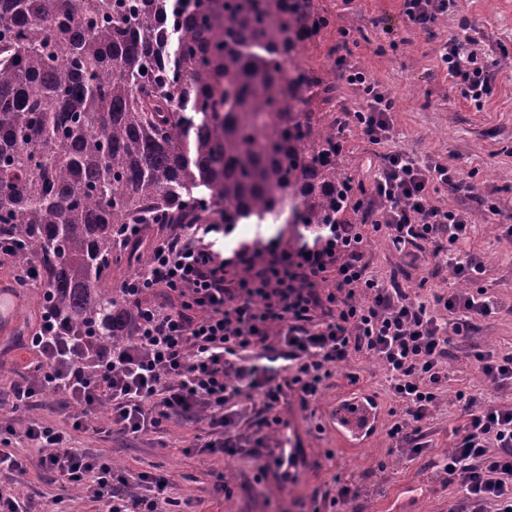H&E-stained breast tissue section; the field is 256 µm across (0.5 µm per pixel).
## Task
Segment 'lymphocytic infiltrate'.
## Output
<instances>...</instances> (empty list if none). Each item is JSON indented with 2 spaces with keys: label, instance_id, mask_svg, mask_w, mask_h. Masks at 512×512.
<instances>
[{
  "label": "lymphocytic infiltrate",
  "instance_id": "obj_1",
  "mask_svg": "<svg viewBox=\"0 0 512 512\" xmlns=\"http://www.w3.org/2000/svg\"><path fill=\"white\" fill-rule=\"evenodd\" d=\"M441 61L464 99L478 104L490 95L491 74L476 39L451 35ZM349 79L363 103L343 113L344 124L373 144L392 139L391 93L364 73ZM447 187L480 196L456 169L393 150L382 156L368 192L370 223L330 225L318 244L272 239L259 249L242 242L226 253L216 243L233 225H171L153 243L150 264L120 286L138 316L132 336L116 349L91 351L88 337L72 335L44 312L29 339L41 358L37 375L14 384L12 407L31 408L49 391L73 412L66 427L27 429L40 468L59 476L65 490L91 493L102 512H172L179 501L161 477L113 469L109 457L76 448V435L117 432L135 440L173 418L200 419L215 433L204 444L209 454L263 456L262 479L284 462L270 446L286 425L279 410L285 397L310 408L333 366L359 353L381 364L400 406L390 438L421 453L422 427L448 384L452 350L495 308L486 289L471 287L484 264L462 249L473 231L470 211L433 201ZM375 233L403 250L446 256L455 287L427 302L374 277L365 245ZM154 288L163 289L165 302L142 304ZM466 359L494 387L512 384L511 352L472 350ZM455 400L462 423L439 461L459 492L449 512H512V405L463 390ZM104 404L110 414L95 423ZM248 405L264 417L245 429Z\"/></svg>",
  "mask_w": 512,
  "mask_h": 512
}]
</instances>
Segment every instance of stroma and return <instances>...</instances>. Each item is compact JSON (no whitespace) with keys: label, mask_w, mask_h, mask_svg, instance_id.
Returning <instances> with one entry per match:
<instances>
[{"label":"stroma","mask_w":512,"mask_h":512,"mask_svg":"<svg viewBox=\"0 0 512 512\" xmlns=\"http://www.w3.org/2000/svg\"><path fill=\"white\" fill-rule=\"evenodd\" d=\"M317 4L348 18L350 36L342 38L338 28H329L307 46L301 62L325 67L335 48L348 42L347 71L336 78L337 104L347 110L361 102L356 85L346 77L351 70L365 73L395 99V135L390 141L373 145L355 127L344 131L343 161L355 182L370 186L381 156L404 150L415 158L458 168L466 180L481 188L478 201L449 188L434 196L437 205L472 213L474 232L465 248L481 257L485 265L481 284L496 301L497 312L478 320L449 360L448 390L422 429L426 453L410 456L388 437L399 404L385 388L380 365L367 354L336 365L312 410L289 398L283 415L289 423L288 439L298 447L301 462L272 468L263 481L256 478L252 457L218 458L201 452L209 432L203 421L173 419L160 431L134 441L117 434L108 438L86 434L77 438L76 445L107 453L117 469L167 477L174 497L191 501L195 512H312L314 499L334 497L340 480L357 491L347 512H448L457 491L435 461L451 447L459 423L454 391L469 389L485 399L512 404V386L494 389L469 369L465 359L466 349L472 347L512 352V246L502 238L512 226V190H504L497 177L498 172L512 170V67L497 64L503 52L512 53V0H455L447 27L428 29L407 20L403 0H317ZM463 22L477 38L482 54L494 62L493 90L479 105L461 97L440 60L444 43ZM366 258L375 276L397 277L403 288L423 300L447 288L451 279L448 270H435L433 261L373 241L366 247ZM17 275L15 261L1 257L0 283L21 295L15 330L0 336V398L4 400L9 399L13 384L33 375L39 364L37 354L28 347V336L38 327L43 311L32 301L29 289L20 288ZM353 388L375 399L380 420L363 446L349 450L336 439L334 413L337 396ZM70 414L62 397L49 393L21 414L8 407L0 409V422L15 430L14 453L27 460L23 477L0 469V484L13 483L15 491L40 510L59 493L60 483L30 455L25 432L34 423L65 425ZM219 471L231 495L217 489Z\"/></svg>","instance_id":"1"}]
</instances>
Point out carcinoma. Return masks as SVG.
Instances as JSON below:
<instances>
[{"label":"carcinoma","mask_w":512,"mask_h":512,"mask_svg":"<svg viewBox=\"0 0 512 512\" xmlns=\"http://www.w3.org/2000/svg\"><path fill=\"white\" fill-rule=\"evenodd\" d=\"M316 0H0V245L38 259L39 302L108 349L137 308L125 224H277L313 245L360 224L336 74L299 61ZM146 71H141V68Z\"/></svg>","instance_id":"cac0c4a2"}]
</instances>
